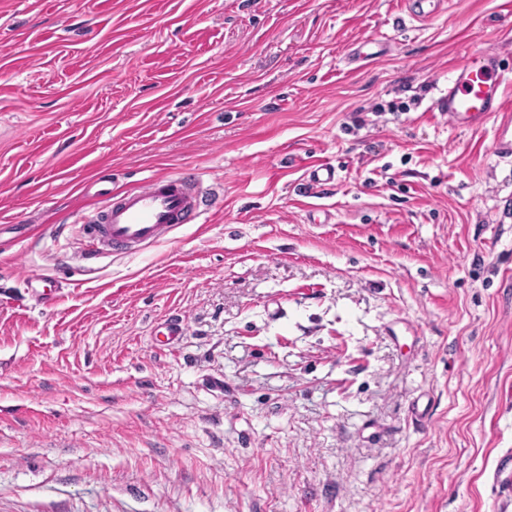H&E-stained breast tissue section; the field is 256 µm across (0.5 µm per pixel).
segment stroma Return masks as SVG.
Returning a JSON list of instances; mask_svg holds the SVG:
<instances>
[{
	"instance_id": "35a3bbf8",
	"label": "stroma",
	"mask_w": 512,
	"mask_h": 512,
	"mask_svg": "<svg viewBox=\"0 0 512 512\" xmlns=\"http://www.w3.org/2000/svg\"><path fill=\"white\" fill-rule=\"evenodd\" d=\"M485 51L505 0H0V512H512V160L434 108ZM200 190L182 176L149 179L144 185L112 196L95 218L84 224V260L127 253L164 239L182 224H196L203 214Z\"/></svg>"
}]
</instances>
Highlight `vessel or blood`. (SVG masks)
I'll use <instances>...</instances> for the list:
<instances>
[{
    "mask_svg": "<svg viewBox=\"0 0 512 512\" xmlns=\"http://www.w3.org/2000/svg\"><path fill=\"white\" fill-rule=\"evenodd\" d=\"M505 71L501 56L485 53L456 64L436 109L450 125L474 129L489 116H497L493 150L512 158V104L504 97ZM200 190L182 176L150 179L144 185L113 197L84 227L87 247L83 259L91 261L113 253H126L164 239L174 228L194 224L203 214Z\"/></svg>",
    "mask_w": 512,
    "mask_h": 512,
    "instance_id": "obj_1",
    "label": "vessel or blood"
}]
</instances>
